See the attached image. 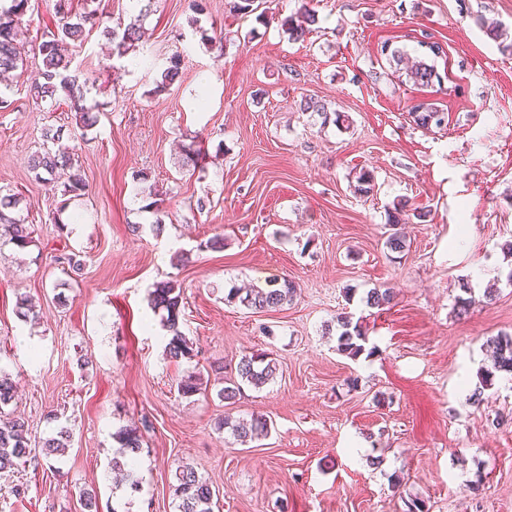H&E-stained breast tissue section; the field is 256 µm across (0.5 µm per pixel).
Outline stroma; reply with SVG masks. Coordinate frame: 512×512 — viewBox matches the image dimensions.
<instances>
[{
  "label": "stroma",
  "mask_w": 512,
  "mask_h": 512,
  "mask_svg": "<svg viewBox=\"0 0 512 512\" xmlns=\"http://www.w3.org/2000/svg\"><path fill=\"white\" fill-rule=\"evenodd\" d=\"M203 2L198 12L192 0H155L143 16L134 0H106L113 21L142 17L145 37L122 59L98 29L70 44L100 112L85 136L66 107L27 94L58 22L55 0H30L27 65L0 109V186L19 194L33 241L0 248V370L30 438L65 427L71 446L0 473V512H83L85 489L98 512H174L182 464L210 481L214 512H407L416 498L428 512H512V378L469 399L491 365L487 339L512 334L502 251L512 240V52L484 28L497 21L512 37V0H313L318 22L299 42L280 27L298 0H255L264 25L228 0ZM424 34L447 55L438 86L413 84L380 52L385 42L415 52ZM175 57L179 78L156 91ZM309 95L348 115L349 129L301 111ZM419 103L444 109L447 127L415 125ZM50 126L63 130L84 195L62 199L29 168ZM362 170L374 176L367 196L353 189ZM400 200L424 219L391 225ZM395 231L404 253L386 247ZM217 234L223 251L202 249ZM65 253L80 270L58 263ZM283 277L299 292L281 308L226 299ZM162 281L183 292L191 358L164 352L149 304ZM349 288L394 299L371 309ZM22 297L36 319L18 317ZM341 312L363 322L373 355L337 351L329 326ZM256 352L276 359L277 377L226 404L220 367ZM190 375L201 389L185 397L178 383ZM228 415L265 417L270 433L239 444L220 427ZM125 427L143 436L136 493L112 482L113 435Z\"/></svg>",
  "instance_id": "35a3bbf8"
}]
</instances>
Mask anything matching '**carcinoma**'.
<instances>
[{"instance_id": "carcinoma-1", "label": "carcinoma", "mask_w": 512, "mask_h": 512, "mask_svg": "<svg viewBox=\"0 0 512 512\" xmlns=\"http://www.w3.org/2000/svg\"><path fill=\"white\" fill-rule=\"evenodd\" d=\"M301 6L294 15L280 21L282 29L288 32L289 39L302 40L310 27L318 22L316 12L309 7V0H300ZM29 0H0V71L6 73L24 66V59L18 50V40L22 32L24 17L28 11ZM101 0H84L83 11L73 14V0H56V13L61 15V24L50 33L38 48L39 78L30 85L31 98L56 103L59 95L67 97L70 111L75 114L76 126L87 134L98 123V114L86 105L87 88L79 83V76L71 70V60L64 52L65 45L80 42L86 28L100 24L103 11L99 9ZM106 35L115 46L118 57L125 56L142 38L139 20H134L123 28L106 29ZM422 53L412 66L406 69L407 78L415 84L431 86L441 82L437 70V59L445 55L443 46L436 41L418 42ZM304 112H315L326 123H333L339 128H349V116L336 110L328 111L325 103L309 97L301 103ZM414 110L421 111L414 122L420 127L443 128L447 126V113L428 104H419ZM61 131L44 129L42 143L30 156V168L35 177L48 183L55 180L59 170H69L64 193L81 195L86 191V183L81 171L74 169L73 158L64 151L54 149L53 144L60 140ZM19 204L18 194L9 188L0 187V244L14 245L25 249L32 243V231L25 220L13 215ZM426 217V213H408L407 203L397 202L393 205L390 221L393 224H405L410 217ZM297 295L295 283L287 278L269 281L264 288H253L242 296L236 290H230L225 297L227 301H239L241 305L254 310L277 309L291 301ZM392 300L390 289L372 288L365 293L362 301L368 308H383ZM181 293L173 284L160 282L151 291V307L161 315L162 326L170 332L165 346L166 356L179 360L193 356L190 340L179 330L181 316ZM337 351L350 358H357L365 352L367 331L361 321H353L351 314L341 312L336 316ZM492 350V369L481 375V385H492L496 374L512 376V335H500L487 340ZM279 372L278 362L264 353L245 355L236 364V374L240 381L231 380L220 390V395L227 404L235 403L241 392V384L248 383L260 388L272 381ZM15 400V388L7 375L0 373V472L15 470L26 464L32 453L31 440L25 421L5 411ZM224 427L229 429L233 438L246 444L268 434L267 419L256 417L251 420L231 421L224 418ZM70 434L64 427L56 435L42 441L41 452L50 458L61 456L68 448ZM119 444L116 456L112 457V468L124 472V481L135 492L140 489L141 479L131 465L135 455L140 453L142 437L135 428H122L114 434ZM174 488L176 512H213L214 491L209 482L198 476L189 465L178 467Z\"/></svg>"}]
</instances>
